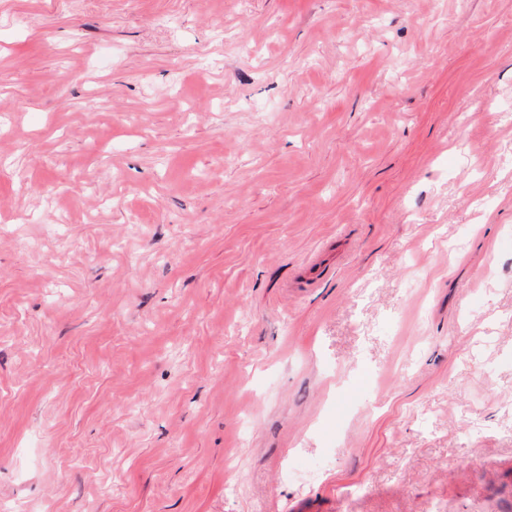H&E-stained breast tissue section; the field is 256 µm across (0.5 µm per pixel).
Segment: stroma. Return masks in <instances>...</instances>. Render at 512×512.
I'll use <instances>...</instances> for the list:
<instances>
[{
	"instance_id": "35a3bbf8",
	"label": "stroma",
	"mask_w": 512,
	"mask_h": 512,
	"mask_svg": "<svg viewBox=\"0 0 512 512\" xmlns=\"http://www.w3.org/2000/svg\"><path fill=\"white\" fill-rule=\"evenodd\" d=\"M0 512H512V0H0Z\"/></svg>"
}]
</instances>
